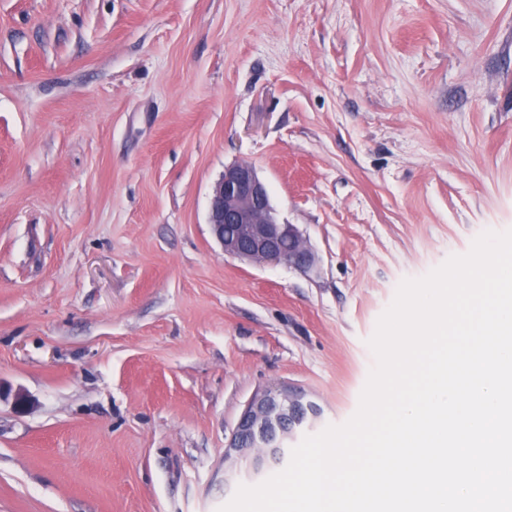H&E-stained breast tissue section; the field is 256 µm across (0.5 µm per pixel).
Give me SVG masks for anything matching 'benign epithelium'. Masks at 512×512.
<instances>
[{
  "label": "benign epithelium",
  "mask_w": 512,
  "mask_h": 512,
  "mask_svg": "<svg viewBox=\"0 0 512 512\" xmlns=\"http://www.w3.org/2000/svg\"><path fill=\"white\" fill-rule=\"evenodd\" d=\"M208 224L229 257L297 268L311 265L299 229L278 222L267 187L249 164L224 169L210 199ZM318 414L313 402L288 385L255 394L224 448V481L262 475L273 461V449L286 447Z\"/></svg>",
  "instance_id": "obj_1"
}]
</instances>
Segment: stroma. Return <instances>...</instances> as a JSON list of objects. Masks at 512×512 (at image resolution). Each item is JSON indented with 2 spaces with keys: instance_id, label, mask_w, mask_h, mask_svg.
Instances as JSON below:
<instances>
[{
  "instance_id": "stroma-1",
  "label": "stroma",
  "mask_w": 512,
  "mask_h": 512,
  "mask_svg": "<svg viewBox=\"0 0 512 512\" xmlns=\"http://www.w3.org/2000/svg\"><path fill=\"white\" fill-rule=\"evenodd\" d=\"M248 162L309 269L211 234ZM512 229V0H0V512H218L251 397L356 411L399 283Z\"/></svg>"
}]
</instances>
